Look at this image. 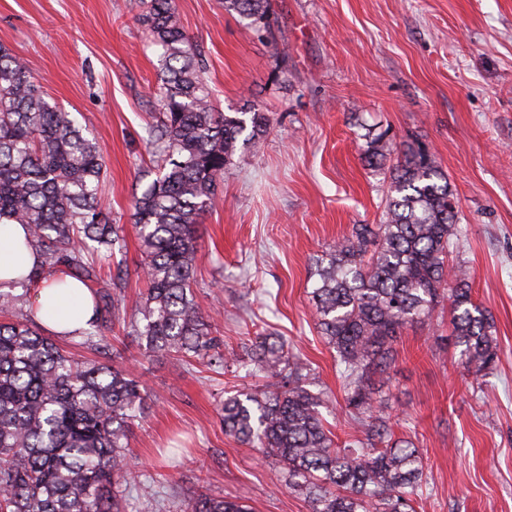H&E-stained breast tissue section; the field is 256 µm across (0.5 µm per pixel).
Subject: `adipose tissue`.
Instances as JSON below:
<instances>
[{
  "label": "adipose tissue",
  "instance_id": "adipose-tissue-1",
  "mask_svg": "<svg viewBox=\"0 0 512 512\" xmlns=\"http://www.w3.org/2000/svg\"><path fill=\"white\" fill-rule=\"evenodd\" d=\"M39 252L26 243L21 224L0 223V283L30 274L39 265ZM61 273H54L33 287L30 313L48 333L60 335L86 328L93 316V299L76 281L61 285Z\"/></svg>",
  "mask_w": 512,
  "mask_h": 512
}]
</instances>
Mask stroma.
Listing matches in <instances>:
<instances>
[{"label":"stroma","mask_w":512,"mask_h":512,"mask_svg":"<svg viewBox=\"0 0 512 512\" xmlns=\"http://www.w3.org/2000/svg\"><path fill=\"white\" fill-rule=\"evenodd\" d=\"M271 2L273 41L221 0H175L219 110L254 106L273 122L238 152L201 219L196 299L227 347L282 336L331 397L327 426L345 436L342 382L312 318L315 261L353 225L381 220L389 176L364 166L369 137L384 134L399 154L426 146L457 198L460 257L494 319L500 361L476 383L440 303L403 330L382 408L395 437L421 451L417 512H512V0ZM0 45L98 139L103 207L126 239L111 265L136 298L145 284L131 199L157 170L160 48L129 0H0ZM103 360L146 391L128 430L129 512H162L194 491L252 512H311L275 458L224 434V394L252 377L148 357L127 336Z\"/></svg>","instance_id":"stroma-1"}]
</instances>
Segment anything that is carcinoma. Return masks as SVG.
<instances>
[{
  "instance_id": "carcinoma-1",
  "label": "carcinoma",
  "mask_w": 512,
  "mask_h": 512,
  "mask_svg": "<svg viewBox=\"0 0 512 512\" xmlns=\"http://www.w3.org/2000/svg\"><path fill=\"white\" fill-rule=\"evenodd\" d=\"M255 27L266 24L270 0H222ZM163 50L161 105L155 128L162 171L132 198L147 284L133 303L100 287L101 261L125 246L122 227L103 213L99 191L105 159L72 113L51 101L26 65L0 46V221L23 224L41 264L21 293L0 291L5 314L28 301L30 285L57 270L92 290L94 315L79 344L112 351L101 332L124 321L126 335L147 353L174 354L209 365L248 361L265 383L224 397V434L276 457L288 487L311 512H415L427 481L422 454L394 437L378 405L373 376L394 367L402 330L450 303V335L475 379L499 359L492 316L472 299L471 274L458 261L456 198L434 155L409 148L389 167L380 224H355L316 259L310 291L315 325L336 353L353 433L339 443L325 426L328 395L313 390L309 365L280 336H253L244 355L221 351L196 300L197 224L212 207L224 168L238 151L271 129L268 113L215 110L195 62L175 0H133ZM251 128L245 139L241 135ZM392 147L371 140L362 160L380 169ZM132 320H126L127 310ZM138 381L99 361H80L20 317L0 322V512H126L130 484L128 426L144 409ZM174 512H250L222 497L186 495Z\"/></svg>"
}]
</instances>
